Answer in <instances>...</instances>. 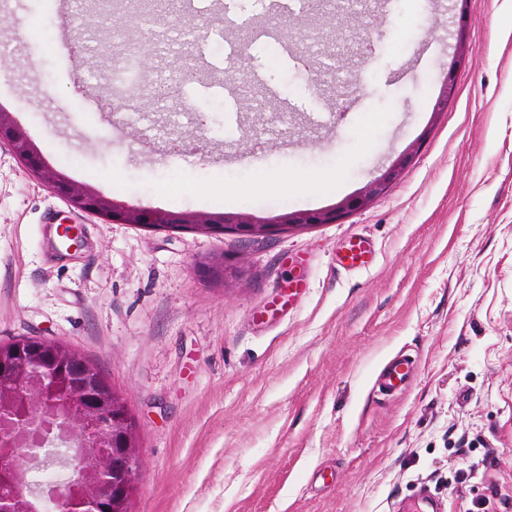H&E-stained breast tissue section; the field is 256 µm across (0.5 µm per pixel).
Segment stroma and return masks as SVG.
<instances>
[{
    "label": "stroma",
    "mask_w": 512,
    "mask_h": 512,
    "mask_svg": "<svg viewBox=\"0 0 512 512\" xmlns=\"http://www.w3.org/2000/svg\"><path fill=\"white\" fill-rule=\"evenodd\" d=\"M272 1L158 0L149 44L103 15L107 52L76 65L30 48L83 34L86 0H6L0 103L46 163L134 207L323 210L414 144L410 165L336 223L246 238L106 223L2 141L0 344H65L119 394L142 461L127 512H512V0H362L327 14L331 58L308 48L317 13ZM460 26L473 52L438 111L455 43L437 38ZM58 224L81 246L58 250ZM355 234L374 259L345 270ZM212 257L244 277L210 280ZM400 351L413 379L376 392Z\"/></svg>",
    "instance_id": "35a3bbf8"
}]
</instances>
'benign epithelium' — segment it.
<instances>
[{"instance_id": "benign-epithelium-1", "label": "benign epithelium", "mask_w": 512, "mask_h": 512, "mask_svg": "<svg viewBox=\"0 0 512 512\" xmlns=\"http://www.w3.org/2000/svg\"><path fill=\"white\" fill-rule=\"evenodd\" d=\"M457 52L442 80V90L434 111L448 104L455 85V69L472 52L467 46L464 26L456 33ZM0 138L7 139L14 154L58 193L77 207L99 213L117 224H192L203 232L214 224H239L247 237H266L285 227L333 224L345 212L367 207L396 180L413 159L404 150L367 187L321 211H293L272 217L249 214L193 215L164 209L144 210L109 198L49 166L27 134L11 118L0 112ZM33 354L14 363L0 351V475L8 478L12 494L0 500V512H112V499L126 500L134 481L133 470L125 480H112L115 461L136 462L141 467L131 437L123 424L112 420V392L98 394L101 375L96 366L60 343L39 338ZM65 447L64 460L69 477L35 493L29 481L38 448L45 443Z\"/></svg>"}]
</instances>
